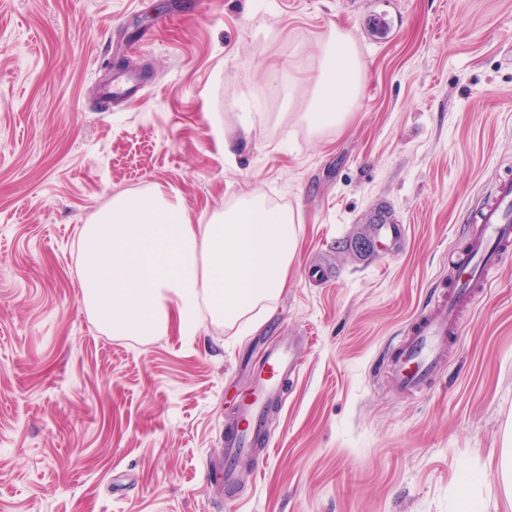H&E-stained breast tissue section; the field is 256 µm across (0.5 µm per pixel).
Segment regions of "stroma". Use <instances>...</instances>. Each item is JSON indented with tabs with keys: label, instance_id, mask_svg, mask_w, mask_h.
<instances>
[{
	"label": "stroma",
	"instance_id": "1",
	"mask_svg": "<svg viewBox=\"0 0 512 512\" xmlns=\"http://www.w3.org/2000/svg\"><path fill=\"white\" fill-rule=\"evenodd\" d=\"M333 25L366 81L314 134L286 115ZM99 68L155 83L103 112ZM508 169L512 0H0V512H512V260L428 388L379 365ZM157 190L196 224L254 195L301 212L288 286L249 331L114 336L85 309L83 228ZM381 209L408 239L370 259ZM278 336L300 369L269 458L206 486Z\"/></svg>",
	"mask_w": 512,
	"mask_h": 512
}]
</instances>
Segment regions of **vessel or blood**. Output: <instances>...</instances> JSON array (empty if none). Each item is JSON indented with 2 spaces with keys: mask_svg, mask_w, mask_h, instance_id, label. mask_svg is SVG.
<instances>
[{
  "mask_svg": "<svg viewBox=\"0 0 512 512\" xmlns=\"http://www.w3.org/2000/svg\"><path fill=\"white\" fill-rule=\"evenodd\" d=\"M373 253L402 246L404 225L378 213ZM472 231L465 248L448 266V285L439 289L429 306L413 317L392 342L386 369L392 385L412 393L428 387L447 365L462 319L489 286L501 266L512 259V174L499 176L489 199L471 213ZM299 369L295 340L286 336L265 352L254 371L249 391L237 406L234 423L224 431V461L204 473L207 483L233 485L239 465L254 449L268 447L271 433L267 411L281 400L285 380Z\"/></svg>",
  "mask_w": 512,
  "mask_h": 512,
  "instance_id": "obj_1",
  "label": "vessel or blood"
}]
</instances>
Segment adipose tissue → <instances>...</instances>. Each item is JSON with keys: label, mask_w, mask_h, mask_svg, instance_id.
<instances>
[{"label": "adipose tissue", "mask_w": 512, "mask_h": 512, "mask_svg": "<svg viewBox=\"0 0 512 512\" xmlns=\"http://www.w3.org/2000/svg\"><path fill=\"white\" fill-rule=\"evenodd\" d=\"M307 111L311 132L343 127L366 78L341 27L319 42ZM301 217L255 196L195 224L156 191L120 197L82 231V303L115 336H156L170 324L196 334L205 320L234 324L288 284Z\"/></svg>", "instance_id": "adipose-tissue-1"}]
</instances>
